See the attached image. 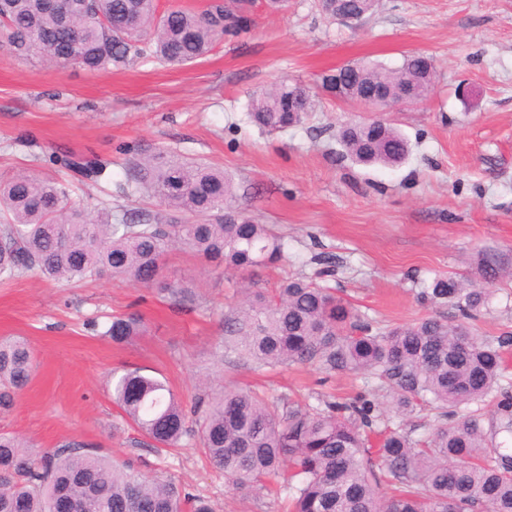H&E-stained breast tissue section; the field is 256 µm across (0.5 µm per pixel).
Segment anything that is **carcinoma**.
I'll return each mask as SVG.
<instances>
[{
	"instance_id": "1",
	"label": "carcinoma",
	"mask_w": 512,
	"mask_h": 512,
	"mask_svg": "<svg viewBox=\"0 0 512 512\" xmlns=\"http://www.w3.org/2000/svg\"><path fill=\"white\" fill-rule=\"evenodd\" d=\"M377 0H319L323 14L373 12ZM251 0H208L158 11V0H0V48L58 64L74 51L81 67L110 70L135 61L189 63L214 44L248 32ZM432 60L404 58L397 69L364 63L345 82L363 88L393 78L417 82ZM309 88L282 82L255 94L251 122L268 131L302 124L312 111ZM339 140L362 165L395 167L408 155L405 137L385 119L345 122ZM60 167L96 183L109 162L65 154ZM125 184L164 207L112 220V206L69 201L66 183L29 173L0 174V279L35 270L59 283L105 273L192 301L190 284L168 281L164 261L176 249L215 269L256 273L285 256L286 244L235 205L224 169L157 151L130 160ZM489 288L455 276L420 289L421 300L449 306L432 316L381 327L357 314L335 289L300 275L273 293L249 292L224 320V348L258 370L315 364L326 373L361 374L386 390L390 407L366 393L347 401L293 407L251 388L208 389L186 406L139 369L112 376V397L125 417L158 447L176 448L197 425V444L234 491H264L288 471V512H512V454L489 444L480 414L468 406L490 395L512 333L476 334ZM145 331L138 313L115 315L102 335L125 344ZM34 355L20 338H0V414L30 383ZM435 412L436 424L414 439L393 416ZM71 501L82 512H215L171 479L124 468L90 445L66 442L51 452L0 434V512H54Z\"/></svg>"
}]
</instances>
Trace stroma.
Wrapping results in <instances>:
<instances>
[{
    "mask_svg": "<svg viewBox=\"0 0 512 512\" xmlns=\"http://www.w3.org/2000/svg\"><path fill=\"white\" fill-rule=\"evenodd\" d=\"M252 19L247 36L217 42L186 65L90 72L0 48V173L44 175L53 154L93 153L110 161V175L75 185L72 199L109 203L119 216L156 207L123 192L130 159L171 151L224 168L237 205L284 237L287 257L256 276L259 288L300 274L379 324H409L450 313L418 300L424 284L449 274L482 282L483 258L494 252L504 272L478 334L512 332V0H378L355 25L326 18L317 0H288L279 12L255 0ZM413 53L432 58L436 81L422 102L385 115L411 145L400 166L341 157L338 127L369 114L322 90L300 126L271 133L248 117L251 95L279 81L319 87L339 65L377 60L395 68ZM321 251L335 254L334 276L312 263ZM165 274L194 283L186 308L109 275L65 286L26 272L0 282V337L24 338L36 359L32 381L0 414V432L44 451L66 441L96 444L207 497L218 512H284L274 496L229 489L194 437L173 449L147 438L133 444L137 432L112 400L113 370L143 368L187 404L205 377L299 406L376 385L312 364L255 371L235 363L224 352V316L245 300L240 277L179 251L168 255ZM134 309L146 333L113 345L103 334L107 322Z\"/></svg>",
    "mask_w": 512,
    "mask_h": 512,
    "instance_id": "35a3bbf8",
    "label": "stroma"
}]
</instances>
